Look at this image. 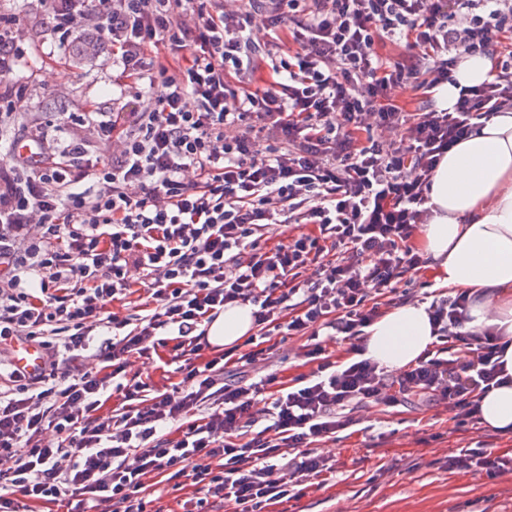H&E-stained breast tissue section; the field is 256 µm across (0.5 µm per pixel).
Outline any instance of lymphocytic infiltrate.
I'll return each instance as SVG.
<instances>
[{"instance_id": "1", "label": "lymphocytic infiltrate", "mask_w": 512, "mask_h": 512, "mask_svg": "<svg viewBox=\"0 0 512 512\" xmlns=\"http://www.w3.org/2000/svg\"><path fill=\"white\" fill-rule=\"evenodd\" d=\"M44 2L54 31L93 28L136 105L69 114L62 144L30 121L0 153V356L23 341L43 358L37 373L0 366V512L73 498L165 512L150 478L191 489L181 512H269L332 470L326 445L358 425L354 409L479 424L480 396L508 378L505 344L492 326L464 331V294L433 297L435 348L399 374L361 339L394 280L425 263L412 239L443 155L512 109V51L496 50L512 0ZM21 34L0 14V124L24 98ZM397 41L406 53L384 56ZM465 54L491 57L488 78L442 108L433 91ZM259 67L264 83L246 82ZM407 84L412 111L390 97ZM99 140L111 153L96 162ZM244 304L258 337L303 339L309 374L283 387L261 372L266 349L209 342ZM338 341L351 357L331 358ZM234 357L257 380L225 381ZM155 358L174 383L132 377ZM511 463L481 440L448 458L464 473Z\"/></svg>"}]
</instances>
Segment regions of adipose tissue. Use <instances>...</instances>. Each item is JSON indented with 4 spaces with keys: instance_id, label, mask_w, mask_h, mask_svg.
<instances>
[{
    "instance_id": "obj_1",
    "label": "adipose tissue",
    "mask_w": 512,
    "mask_h": 512,
    "mask_svg": "<svg viewBox=\"0 0 512 512\" xmlns=\"http://www.w3.org/2000/svg\"><path fill=\"white\" fill-rule=\"evenodd\" d=\"M491 68L482 55L464 56L457 85L436 89L441 107H452L459 86L482 83ZM432 216L412 245L424 255L425 273L436 287L470 297L464 329L495 326L506 341L503 367L512 375V110L488 119L444 155L432 176ZM251 306L226 309L208 328L212 344L230 347L252 330ZM364 355L385 371L400 373L431 348L435 337L427 306L405 303L365 328ZM481 421L512 433V382L486 392Z\"/></svg>"
}]
</instances>
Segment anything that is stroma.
<instances>
[{
  "instance_id": "obj_1",
  "label": "stroma",
  "mask_w": 512,
  "mask_h": 512,
  "mask_svg": "<svg viewBox=\"0 0 512 512\" xmlns=\"http://www.w3.org/2000/svg\"><path fill=\"white\" fill-rule=\"evenodd\" d=\"M0 13L19 16L29 33L20 109L49 135L59 136L65 112L132 109L131 96L115 83L118 65L77 54L75 43L47 27L43 0H0ZM450 426L442 409L363 412L357 432H337L329 443L334 471L305 484L288 512H512V472L448 469L449 455L477 440L495 453L512 452V434Z\"/></svg>"
}]
</instances>
